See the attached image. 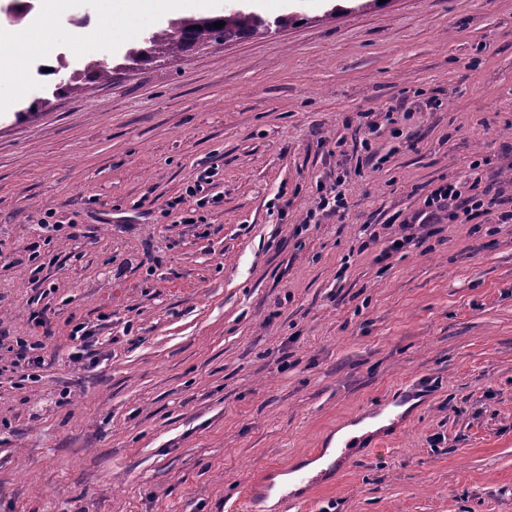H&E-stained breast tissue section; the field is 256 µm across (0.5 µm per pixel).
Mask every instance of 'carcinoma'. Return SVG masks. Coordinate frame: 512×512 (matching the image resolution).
I'll use <instances>...</instances> for the list:
<instances>
[{"label": "carcinoma", "mask_w": 512, "mask_h": 512, "mask_svg": "<svg viewBox=\"0 0 512 512\" xmlns=\"http://www.w3.org/2000/svg\"><path fill=\"white\" fill-rule=\"evenodd\" d=\"M218 21L225 22V25L220 28L214 27V23ZM267 29L268 24L259 16L233 10L219 16L183 18L171 21L166 28L149 34L143 40L144 46L129 51L125 60L138 65L151 61L159 54L174 60L194 46H204ZM111 75L112 70L109 64L101 60H94L86 66L83 72L70 76L68 81L59 87V90L75 94L81 91L85 83L107 80Z\"/></svg>", "instance_id": "carcinoma-1"}]
</instances>
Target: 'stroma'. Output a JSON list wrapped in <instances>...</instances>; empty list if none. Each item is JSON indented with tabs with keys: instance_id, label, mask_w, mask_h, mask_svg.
Returning a JSON list of instances; mask_svg holds the SVG:
<instances>
[{
	"instance_id": "obj_1",
	"label": "stroma",
	"mask_w": 512,
	"mask_h": 512,
	"mask_svg": "<svg viewBox=\"0 0 512 512\" xmlns=\"http://www.w3.org/2000/svg\"><path fill=\"white\" fill-rule=\"evenodd\" d=\"M229 10L271 27L131 69L101 0L28 14L57 68L32 54L23 89L0 85V339L43 337L45 363L24 381L0 350V512H226L414 386L407 421L301 512H512V223L387 250L474 159L512 195V0L207 13ZM93 59L110 81L55 93ZM205 171L215 204L163 216ZM340 172L344 215L302 227ZM48 210L62 230L35 258Z\"/></svg>"
}]
</instances>
